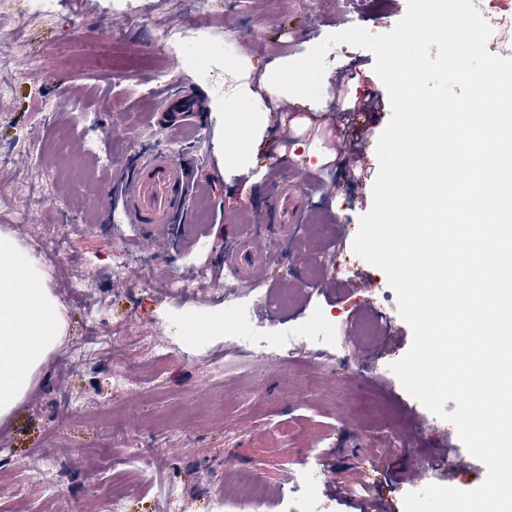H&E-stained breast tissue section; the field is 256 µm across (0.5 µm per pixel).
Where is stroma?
<instances>
[{"label": "stroma", "mask_w": 512, "mask_h": 512, "mask_svg": "<svg viewBox=\"0 0 512 512\" xmlns=\"http://www.w3.org/2000/svg\"><path fill=\"white\" fill-rule=\"evenodd\" d=\"M390 0H63L53 14L34 0H0V232L34 254L48 288L63 305L64 334L27 397L0 423V512H40L60 501L68 512H102V489L123 486L124 512H217L228 481L261 482L269 502L243 512H355L364 501L403 512L407 492L444 484L429 461L452 452L464 462L456 488L485 479L455 428L408 395L390 363L409 349L412 332L399 316L385 273L339 244L329 214L348 235L372 204L377 166L365 178L344 164L314 191L311 223L299 230L298 254L279 251L251 288L225 287L218 266L224 227L245 210L271 203V181L315 179L338 154L308 135V113L331 124L339 53L364 61L365 97L385 86L374 56L333 46L319 101L271 88L273 70L305 56L346 17L369 33L395 26ZM193 28L224 49L212 63L161 30ZM138 84L150 99L129 95ZM198 100L200 133L169 132L154 115L165 92ZM55 105L53 115L43 103ZM302 107L285 121L270 104ZM247 127L243 149L224 143ZM199 156L209 189L194 202L185 242L167 231L146 238L131 223L119 193L134 159L153 150ZM27 182L33 198L15 195ZM33 220L16 223L25 205ZM208 275L197 280L200 267ZM374 285L354 287L359 269ZM335 281V295L298 289V273ZM194 282L172 292L169 277ZM372 306L393 336H354L359 307ZM262 349L232 358L241 334ZM111 337L87 365L73 351ZM299 336L294 351L284 337ZM52 448L62 474L50 482L41 452ZM148 457L138 471L132 453Z\"/></svg>", "instance_id": "obj_1"}]
</instances>
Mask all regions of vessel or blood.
<instances>
[{"mask_svg": "<svg viewBox=\"0 0 512 512\" xmlns=\"http://www.w3.org/2000/svg\"><path fill=\"white\" fill-rule=\"evenodd\" d=\"M199 115L197 102L177 90L160 113L159 123L168 130L188 128L196 132L202 128ZM203 189L191 165L172 159L161 149L140 156L121 184L134 221L149 230L159 224L182 229L195 196ZM274 198V204L256 219L237 225L233 236L224 242V265L233 270L238 287H252L263 278L290 224H302L308 218L307 191H295L292 184L281 181L274 187Z\"/></svg>", "mask_w": 512, "mask_h": 512, "instance_id": "b4317fda", "label": "vessel or blood"}]
</instances>
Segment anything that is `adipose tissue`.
<instances>
[{"mask_svg": "<svg viewBox=\"0 0 512 512\" xmlns=\"http://www.w3.org/2000/svg\"><path fill=\"white\" fill-rule=\"evenodd\" d=\"M61 308L35 256L0 233V422L29 394L37 371L59 343Z\"/></svg>", "mask_w": 512, "mask_h": 512, "instance_id": "adipose-tissue-1", "label": "adipose tissue"}]
</instances>
